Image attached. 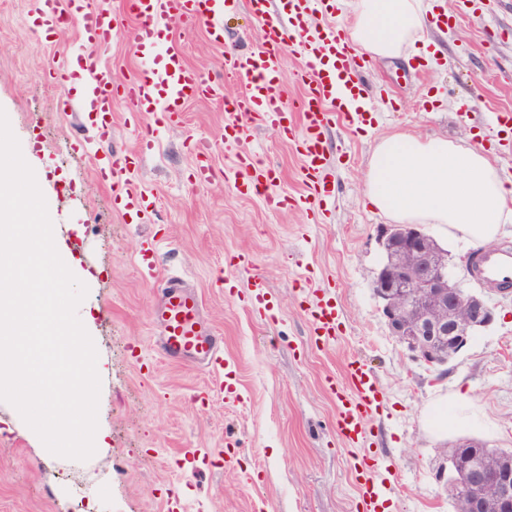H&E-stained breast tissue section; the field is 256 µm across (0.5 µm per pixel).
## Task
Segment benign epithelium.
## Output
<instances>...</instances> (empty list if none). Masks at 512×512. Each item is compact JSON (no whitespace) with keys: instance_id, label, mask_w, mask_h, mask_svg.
Segmentation results:
<instances>
[{"instance_id":"1","label":"benign epithelium","mask_w":512,"mask_h":512,"mask_svg":"<svg viewBox=\"0 0 512 512\" xmlns=\"http://www.w3.org/2000/svg\"><path fill=\"white\" fill-rule=\"evenodd\" d=\"M378 237L386 261L372 280L374 294L389 334L412 358L437 369L470 343L474 333L489 326L494 310L483 294L448 287V253L435 248L417 224H386ZM456 458L437 471L448 479L463 512H512V465L490 454L463 471Z\"/></svg>"}]
</instances>
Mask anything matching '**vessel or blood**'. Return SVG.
Returning a JSON list of instances; mask_svg holds the SVG:
<instances>
[{
    "mask_svg": "<svg viewBox=\"0 0 512 512\" xmlns=\"http://www.w3.org/2000/svg\"><path fill=\"white\" fill-rule=\"evenodd\" d=\"M281 2L285 16L280 19L271 15L269 0H123L118 8L112 0H38L32 24L49 39L68 26H76L81 39L94 46V54L81 58L77 68L66 70L61 78L82 88V107L99 136L105 137L112 131L115 97L125 98L137 123L152 112L174 119L187 100L216 95L217 83L189 66L179 51H161L167 38L165 20L203 23L211 37L219 41L224 35L225 16L248 9L261 24V38L259 45L225 60L226 77L240 82L243 90L224 103V137L229 141L240 139L256 126L287 132L294 151L303 160L304 191L292 199L278 193V169L251 156L238 157L229 176L239 193L263 197L268 208L291 204L316 215L334 197L327 174L325 132L335 121L348 120V105L364 100V75L370 70L371 60L343 37L332 21L312 31L307 13L310 0ZM124 10L137 20L131 46L141 69L133 81L121 86L113 83L112 71L99 53L123 38L120 13ZM293 38L306 41L307 46L304 63L295 74L302 94L289 102L282 79L281 47ZM129 165L128 157L116 154L97 160L101 178L119 185L123 208L139 211L144 193L125 180ZM468 275L490 290L512 291V246L476 251ZM161 294V355L209 370L221 367L224 339L204 326L197 294L184 289L172 276L167 277ZM308 315L315 340H335L340 320L335 299L327 295L316 298ZM332 391L337 406L336 432L345 445L357 451L354 470L361 510L377 512L394 488L389 467L362 450L370 421L380 406L378 382L363 361L354 359L346 364L342 382L333 383Z\"/></svg>",
    "mask_w": 512,
    "mask_h": 512,
    "instance_id": "b4317fda",
    "label": "vessel or blood"
}]
</instances>
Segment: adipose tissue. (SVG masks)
I'll return each instance as SVG.
<instances>
[{"mask_svg": "<svg viewBox=\"0 0 512 512\" xmlns=\"http://www.w3.org/2000/svg\"><path fill=\"white\" fill-rule=\"evenodd\" d=\"M425 27L421 0H358L352 43L382 58L404 55ZM371 209L402 224H438L453 236L494 244L512 223V180L487 157L445 138L398 133L377 145L366 177ZM466 389L440 397L427 414L436 436L481 426Z\"/></svg>", "mask_w": 512, "mask_h": 512, "instance_id": "obj_1", "label": "adipose tissue"}]
</instances>
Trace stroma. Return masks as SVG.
<instances>
[{
  "label": "stroma",
  "instance_id": "stroma-1",
  "mask_svg": "<svg viewBox=\"0 0 512 512\" xmlns=\"http://www.w3.org/2000/svg\"><path fill=\"white\" fill-rule=\"evenodd\" d=\"M429 55L376 59L364 128L328 132L336 195L319 218L300 208L267 209L239 196L224 173L250 153L278 167V191L302 192V163L287 139L265 130L224 142V100L240 93L224 77L227 52L260 39L250 15L230 19L222 43L206 28L170 22V43L216 81L223 93L187 103L180 122L147 116L157 131L141 152L124 100L112 108V136L92 141L80 89L53 79L84 47L76 29L46 41L33 27L36 0H0V108L34 169L53 222L54 241L88 287L77 313L98 351V427L107 447L80 462L52 455L10 404L0 401V512H357L353 449L336 434V398L327 380L361 358L379 381L382 404L367 446L398 476L382 512H455L436 478L459 433L434 438L424 415L439 396L466 388L495 427L475 432L493 448L512 449V295H488L491 325L440 369L414 360L389 335L371 287L384 256V214L369 209L364 177L377 143L394 133L444 137L480 146L512 180V148L484 128L488 111L512 108V0H423ZM478 101L481 112L462 105ZM41 153H32V138ZM87 139L88 151H74ZM205 144L209 181L192 176L193 147ZM132 164L130 181L150 206L141 214L114 205L112 186L95 171L98 155ZM159 242V275L181 276L202 301L208 329L224 338L241 396L225 400L215 375L164 358L157 282L142 275L143 241ZM251 263L232 267L234 256ZM233 271V292L224 274ZM267 282L271 309L256 314L253 275ZM328 287L342 316L333 343L316 342L306 311L317 286ZM140 341L151 366L140 370L130 345ZM234 441L233 459L224 455ZM204 469L184 467L187 454Z\"/></svg>",
  "mask_w": 512,
  "mask_h": 512
}]
</instances>
